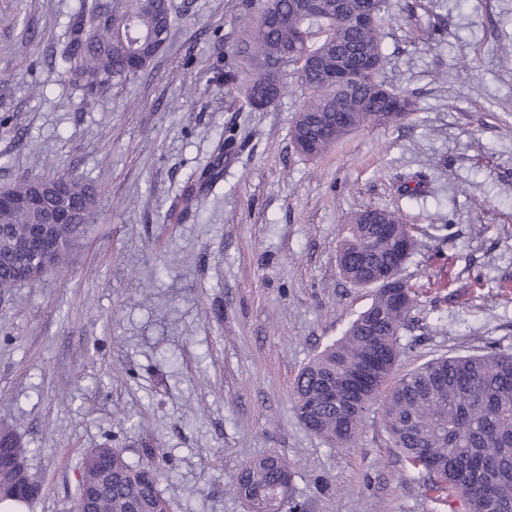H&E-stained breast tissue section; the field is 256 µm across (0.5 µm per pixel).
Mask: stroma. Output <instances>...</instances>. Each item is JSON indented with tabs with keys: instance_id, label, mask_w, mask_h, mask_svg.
<instances>
[{
	"instance_id": "35a3bbf8",
	"label": "stroma",
	"mask_w": 512,
	"mask_h": 512,
	"mask_svg": "<svg viewBox=\"0 0 512 512\" xmlns=\"http://www.w3.org/2000/svg\"><path fill=\"white\" fill-rule=\"evenodd\" d=\"M77 0H0V188L76 173L100 193L70 264L0 296V422L41 488L28 512H72L82 452L157 451L167 512H247L240 468L276 454L307 512H448L371 409L352 448L308 432L297 373L371 301L339 275L354 213L401 208L420 304L398 373L442 355L512 353V0H389L385 79L402 124L296 153L301 91L241 110L224 53L240 0H173L170 41L94 98L51 61ZM224 183L187 205L227 126ZM421 173L414 198L403 178Z\"/></svg>"
}]
</instances>
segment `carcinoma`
Returning <instances> with one entry per match:
<instances>
[{"mask_svg":"<svg viewBox=\"0 0 512 512\" xmlns=\"http://www.w3.org/2000/svg\"><path fill=\"white\" fill-rule=\"evenodd\" d=\"M362 0H329L322 12L305 0H243L248 19L236 48L224 53V85L237 89L252 109L274 105L292 79L302 103L291 127L295 148L314 159L362 127L404 121L415 102L384 80L386 0H374L373 20L352 23ZM176 22L170 0H80L70 20V42L57 58L88 97L130 81L156 57ZM361 63L342 82L329 79L340 59ZM237 144L229 130L212 161L189 178L210 189L224 178V152ZM66 202L76 223L54 227L53 268L94 223L98 187L63 174ZM41 217L0 207V253L27 243ZM411 225L400 211L366 209L346 225L337 262L354 287L374 288L370 304L342 336L318 352L297 375L292 404L297 419L325 443L355 446L367 413L381 402L383 426L405 461L446 496L448 512H512V355L493 349L479 355L442 356L396 375L401 333L412 324L416 287L401 276L415 249ZM20 267L0 263V294L27 281ZM17 466L0 469V486H26L27 449L9 425H0V453ZM127 461L105 444L84 453L76 512H166L157 489L158 469ZM237 477V492L254 512H305L292 491L293 473L276 455L260 456Z\"/></svg>","mask_w":512,"mask_h":512,"instance_id":"cac0c4a2","label":"carcinoma"}]
</instances>
